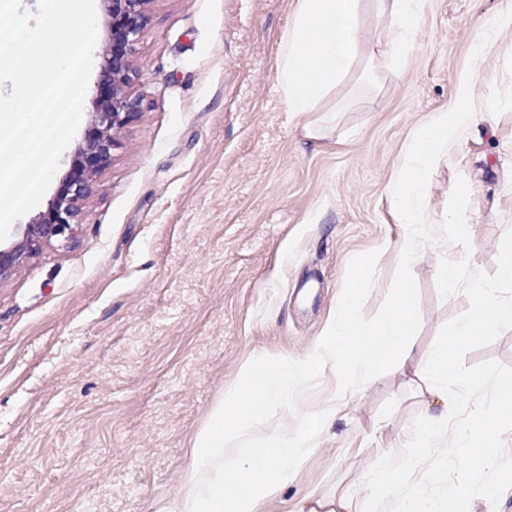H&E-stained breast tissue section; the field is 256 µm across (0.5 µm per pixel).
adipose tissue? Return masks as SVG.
<instances>
[{"instance_id": "ef3b65f1", "label": "adipose tissue", "mask_w": 512, "mask_h": 512, "mask_svg": "<svg viewBox=\"0 0 512 512\" xmlns=\"http://www.w3.org/2000/svg\"><path fill=\"white\" fill-rule=\"evenodd\" d=\"M426 0H298L294 18L283 33L277 81L289 112L317 111L337 86L375 58L392 68L406 65ZM390 13L391 23L368 47L363 34L368 14ZM472 77L462 74L454 99L434 112L409 137L397 175L391 180L389 206L405 224L399 253L409 263L418 248L424 222L428 175L460 144L477 123L471 102ZM410 280L397 278L390 299L372 319L359 313L361 292L344 297L325 333L305 358L248 362L239 388L225 393L207 424L193 437L184 481L178 495L159 512H289L276 507L280 488L295 480L301 464L318 452L316 438L336 415V399L312 403L307 381L333 367L347 378H368L393 364L411 365L432 396L447 400L448 386L468 384L458 365L449 364L453 346L512 326V297L491 288L470 291L467 310L449 338L430 354H421L412 339L417 313L411 304ZM295 411L292 428L252 438L248 429L260 419Z\"/></svg>"}]
</instances>
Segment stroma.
Segmentation results:
<instances>
[{
	"mask_svg": "<svg viewBox=\"0 0 512 512\" xmlns=\"http://www.w3.org/2000/svg\"><path fill=\"white\" fill-rule=\"evenodd\" d=\"M297 0H149L132 85L145 110L117 134L74 241L0 283V512H158L195 433L252 358L306 357L348 291L373 317L405 229L387 191L404 142L471 70L479 124L430 176L409 264L428 351L474 282L500 287L512 235V28L472 46L512 0H428L408 63L374 89L339 86L316 136L277 90ZM474 226L455 240L446 213ZM458 279L446 284L442 271ZM282 498L358 496L377 451L401 450L424 395L396 365L355 381Z\"/></svg>",
	"mask_w": 512,
	"mask_h": 512,
	"instance_id": "1",
	"label": "stroma"
}]
</instances>
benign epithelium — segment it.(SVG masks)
Returning a JSON list of instances; mask_svg holds the SVG:
<instances>
[{
  "instance_id": "obj_1",
  "label": "benign epithelium",
  "mask_w": 512,
  "mask_h": 512,
  "mask_svg": "<svg viewBox=\"0 0 512 512\" xmlns=\"http://www.w3.org/2000/svg\"><path fill=\"white\" fill-rule=\"evenodd\" d=\"M110 3V47L99 54L104 82L96 86V110L78 146L77 159L60 178L46 210L18 229L11 244L0 247V283L45 248L73 241L81 223L82 205L98 191L100 170L117 146L116 134L144 110V100L133 93L131 84L137 77L132 57L148 24L147 0Z\"/></svg>"
}]
</instances>
